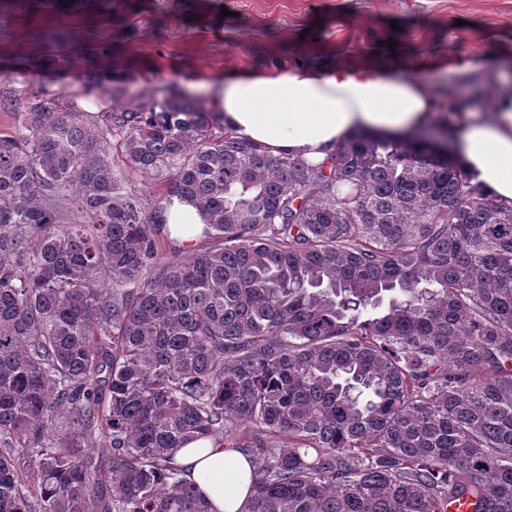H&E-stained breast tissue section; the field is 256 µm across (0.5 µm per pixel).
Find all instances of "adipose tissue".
Instances as JSON below:
<instances>
[{
	"mask_svg": "<svg viewBox=\"0 0 512 512\" xmlns=\"http://www.w3.org/2000/svg\"><path fill=\"white\" fill-rule=\"evenodd\" d=\"M492 109L462 104L448 128L460 131L459 161L473 184L503 206H512V82L497 71ZM197 88L232 136L270 154L322 162L351 133L408 134L439 118L432 87L397 78L368 64L339 63L323 71L301 67L280 73L240 72L198 83ZM171 238L185 250L198 247L207 219L185 199L164 213ZM175 463L211 505V512H248L252 464L232 445L211 438L177 449Z\"/></svg>",
	"mask_w": 512,
	"mask_h": 512,
	"instance_id": "obj_1",
	"label": "adipose tissue"
}]
</instances>
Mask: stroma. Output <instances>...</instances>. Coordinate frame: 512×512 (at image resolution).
Returning a JSON list of instances; mask_svg holds the SVG:
<instances>
[{
	"instance_id": "obj_1",
	"label": "stroma",
	"mask_w": 512,
	"mask_h": 512,
	"mask_svg": "<svg viewBox=\"0 0 512 512\" xmlns=\"http://www.w3.org/2000/svg\"><path fill=\"white\" fill-rule=\"evenodd\" d=\"M398 29H391V22ZM99 56L88 71L87 52ZM339 60L420 77L490 107L486 66L512 79V0H0V95L97 87L89 125L182 81Z\"/></svg>"
}]
</instances>
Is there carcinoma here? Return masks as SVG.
<instances>
[{
    "label": "carcinoma",
    "mask_w": 512,
    "mask_h": 512,
    "mask_svg": "<svg viewBox=\"0 0 512 512\" xmlns=\"http://www.w3.org/2000/svg\"><path fill=\"white\" fill-rule=\"evenodd\" d=\"M0 110V512H210L174 463L208 437L252 449L248 512H512V208L444 137L311 164L179 96ZM174 197L208 246L163 261ZM112 169L116 177L121 180L125 190L135 196L145 207H151L162 188L160 180L150 179L139 173H132L124 169L120 152L112 148Z\"/></svg>",
    "instance_id": "1"
}]
</instances>
